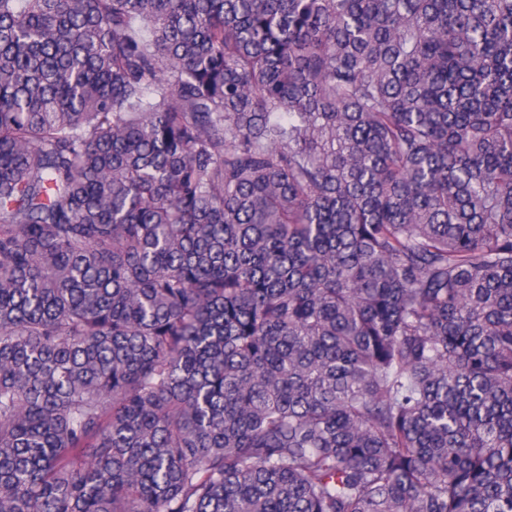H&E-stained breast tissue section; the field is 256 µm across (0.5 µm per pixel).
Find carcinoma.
Wrapping results in <instances>:
<instances>
[{
    "label": "carcinoma",
    "instance_id": "obj_1",
    "mask_svg": "<svg viewBox=\"0 0 512 512\" xmlns=\"http://www.w3.org/2000/svg\"><path fill=\"white\" fill-rule=\"evenodd\" d=\"M0 512H512V0H0Z\"/></svg>",
    "mask_w": 512,
    "mask_h": 512
}]
</instances>
